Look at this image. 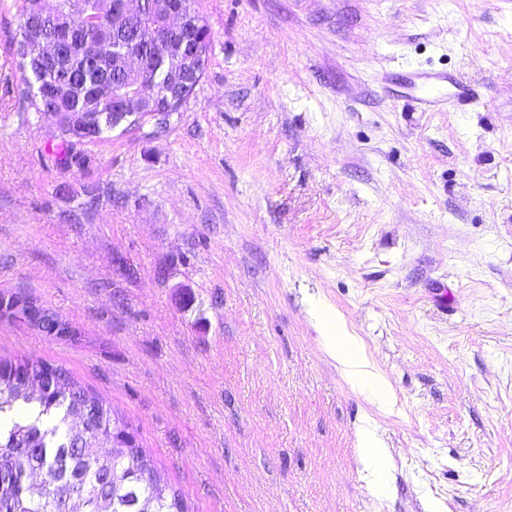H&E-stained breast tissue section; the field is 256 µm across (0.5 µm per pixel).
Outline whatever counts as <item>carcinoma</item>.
<instances>
[{"instance_id":"1","label":"carcinoma","mask_w":512,"mask_h":512,"mask_svg":"<svg viewBox=\"0 0 512 512\" xmlns=\"http://www.w3.org/2000/svg\"><path fill=\"white\" fill-rule=\"evenodd\" d=\"M111 2L82 0L86 26L73 31L71 47L53 73L34 64L37 55L14 47L13 63L25 85L18 107L21 121L42 112L47 102L42 87L60 80L70 87V97L55 108L62 120L69 123L84 112L98 113L97 122L86 129L89 140H100L119 127L112 121V103L94 99L91 90L104 81L138 87V76L127 70V54L148 48L147 27L156 19L132 23L130 31H139V36L131 39L122 29L104 25ZM68 4L39 0L38 12L21 9L18 27L40 15L47 24L66 27ZM85 37L108 41L115 50L92 61L80 51ZM189 52L178 43L149 52L145 72L156 74L160 82ZM18 313L47 334L68 333L55 313L21 294L11 296L9 308L0 310V315ZM33 407L39 411L29 420L26 410ZM0 421V512H191L142 446L118 447L127 439L138 441L136 431L60 366L32 357L0 360Z\"/></svg>"}]
</instances>
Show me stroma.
<instances>
[{
    "mask_svg": "<svg viewBox=\"0 0 512 512\" xmlns=\"http://www.w3.org/2000/svg\"><path fill=\"white\" fill-rule=\"evenodd\" d=\"M0 0V358L66 369L194 512H512V0H196L167 128L64 167ZM443 70L473 104L388 96ZM357 336L394 398L325 347ZM371 421L385 456L361 459ZM9 298H11V303L7 304L9 305V310L8 308L2 310L4 298H0V315H15L19 313L23 315L31 325L34 324L42 332L59 336H64L68 333V327L60 321L55 313L38 306L33 299L27 298L21 294L11 295ZM14 306L16 307L14 308Z\"/></svg>",
    "mask_w": 512,
    "mask_h": 512,
    "instance_id": "stroma-1",
    "label": "stroma"
}]
</instances>
